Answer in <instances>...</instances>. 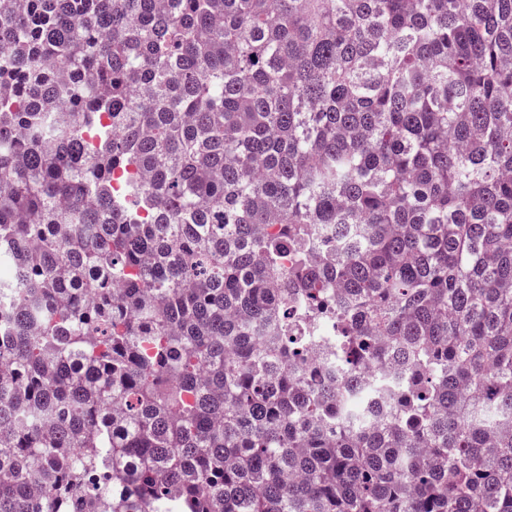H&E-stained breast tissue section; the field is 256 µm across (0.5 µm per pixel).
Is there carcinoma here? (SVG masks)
Instances as JSON below:
<instances>
[{"label": "carcinoma", "instance_id": "1", "mask_svg": "<svg viewBox=\"0 0 512 512\" xmlns=\"http://www.w3.org/2000/svg\"><path fill=\"white\" fill-rule=\"evenodd\" d=\"M0 512H512V0H0Z\"/></svg>", "mask_w": 512, "mask_h": 512}]
</instances>
